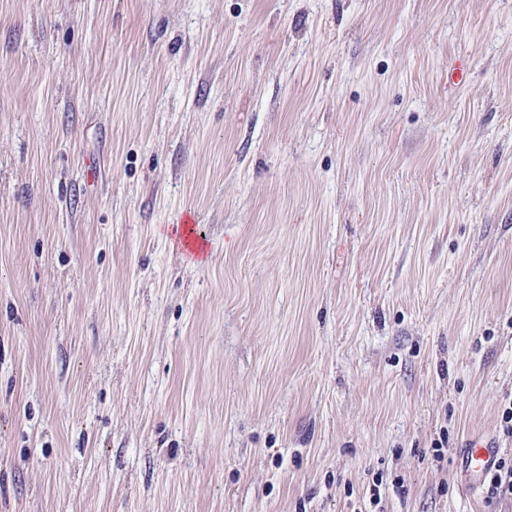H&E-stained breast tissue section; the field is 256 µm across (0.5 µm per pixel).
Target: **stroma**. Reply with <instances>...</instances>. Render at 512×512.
<instances>
[{"label":"stroma","instance_id":"1","mask_svg":"<svg viewBox=\"0 0 512 512\" xmlns=\"http://www.w3.org/2000/svg\"><path fill=\"white\" fill-rule=\"evenodd\" d=\"M511 406L512 0H0V512H512ZM462 450L460 468L466 478L467 490L472 491L482 483L485 476L494 469L501 454V448L491 438L472 436ZM488 494H512V463L501 459L491 474Z\"/></svg>","mask_w":512,"mask_h":512}]
</instances>
